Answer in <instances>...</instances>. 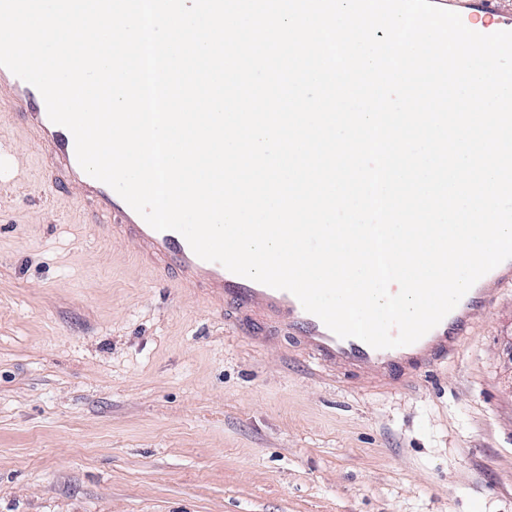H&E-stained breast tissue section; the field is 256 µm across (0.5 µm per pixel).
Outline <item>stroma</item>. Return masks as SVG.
I'll list each match as a JSON object with an SVG mask.
<instances>
[{"mask_svg": "<svg viewBox=\"0 0 512 512\" xmlns=\"http://www.w3.org/2000/svg\"><path fill=\"white\" fill-rule=\"evenodd\" d=\"M0 99V512H512V282L405 389L145 267Z\"/></svg>", "mask_w": 512, "mask_h": 512, "instance_id": "obj_1", "label": "stroma"}]
</instances>
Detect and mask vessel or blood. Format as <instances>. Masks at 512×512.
Instances as JSON below:
<instances>
[{"mask_svg":"<svg viewBox=\"0 0 512 512\" xmlns=\"http://www.w3.org/2000/svg\"><path fill=\"white\" fill-rule=\"evenodd\" d=\"M439 7L460 14L471 30L489 34L512 30V6L506 0H434ZM0 91L20 108L26 128L51 160L47 182L73 187L109 214L119 231L138 247V254L154 271L172 275L179 290L199 288L215 307L232 308L235 321H262L277 334L298 336L322 359L344 367L367 366L379 381L411 382L437 360L454 355L474 329L477 308L486 305L499 287L512 281V259L480 278L457 306L417 342L398 348L376 349L356 338L336 336L315 315L306 312L290 292L276 290L236 275L224 266L199 258L186 239L173 230L157 231L107 184L91 178L79 166L74 138L48 117L40 92L0 66Z\"/></svg>","mask_w":512,"mask_h":512,"instance_id":"obj_1","label":"vessel or blood"}]
</instances>
